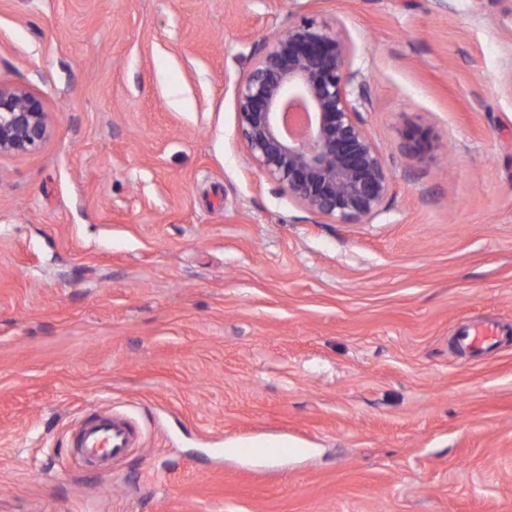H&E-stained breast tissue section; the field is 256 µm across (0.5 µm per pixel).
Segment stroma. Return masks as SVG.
<instances>
[{
    "label": "stroma",
    "instance_id": "35a3bbf8",
    "mask_svg": "<svg viewBox=\"0 0 512 512\" xmlns=\"http://www.w3.org/2000/svg\"><path fill=\"white\" fill-rule=\"evenodd\" d=\"M304 17L353 46L391 173L368 224L238 132ZM0 84L50 126L0 156V512H512V0H0ZM100 408L142 439L92 469ZM408 153L413 160H422L430 155L437 144V135L429 125L414 126L407 133ZM493 329L490 326L467 327L459 336L460 343L470 349L489 346L493 341Z\"/></svg>",
    "mask_w": 512,
    "mask_h": 512
}]
</instances>
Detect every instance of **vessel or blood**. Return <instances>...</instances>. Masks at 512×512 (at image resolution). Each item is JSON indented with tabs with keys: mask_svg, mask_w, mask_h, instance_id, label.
Wrapping results in <instances>:
<instances>
[{
	"mask_svg": "<svg viewBox=\"0 0 512 512\" xmlns=\"http://www.w3.org/2000/svg\"><path fill=\"white\" fill-rule=\"evenodd\" d=\"M459 341L471 349L488 346L493 341V329L489 326L466 328ZM139 436L137 427L130 419L115 412L84 419L74 445L83 449L89 460L97 462L124 455L128 448L138 443Z\"/></svg>",
	"mask_w": 512,
	"mask_h": 512,
	"instance_id": "vessel-or-blood-1",
	"label": "vessel or blood"
}]
</instances>
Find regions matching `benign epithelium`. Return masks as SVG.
Wrapping results in <instances>:
<instances>
[{
	"instance_id": "1",
	"label": "benign epithelium",
	"mask_w": 512,
	"mask_h": 512,
	"mask_svg": "<svg viewBox=\"0 0 512 512\" xmlns=\"http://www.w3.org/2000/svg\"><path fill=\"white\" fill-rule=\"evenodd\" d=\"M340 32L302 19L270 42L236 87L239 134L249 159L288 199L338 224H368L390 185L384 158L364 128ZM49 135L42 101L0 85V155L38 149ZM411 159L430 155L429 125L407 133Z\"/></svg>"
}]
</instances>
